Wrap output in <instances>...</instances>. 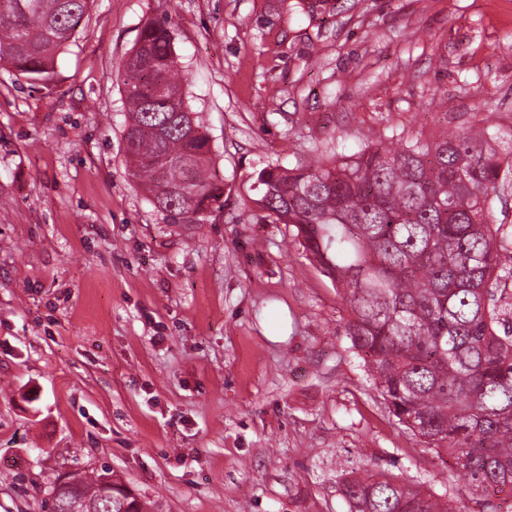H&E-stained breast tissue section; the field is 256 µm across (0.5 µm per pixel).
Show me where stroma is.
<instances>
[{"label":"stroma","mask_w":512,"mask_h":512,"mask_svg":"<svg viewBox=\"0 0 512 512\" xmlns=\"http://www.w3.org/2000/svg\"><path fill=\"white\" fill-rule=\"evenodd\" d=\"M91 0L50 88L0 72V512L109 468L158 512H347L349 462L489 512L389 414L282 224H168L129 176L123 63L167 18L234 199L270 164L512 121V0Z\"/></svg>","instance_id":"stroma-1"}]
</instances>
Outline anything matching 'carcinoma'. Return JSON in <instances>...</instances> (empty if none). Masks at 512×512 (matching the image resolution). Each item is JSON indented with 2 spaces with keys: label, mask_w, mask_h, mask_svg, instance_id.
I'll use <instances>...</instances> for the list:
<instances>
[{
  "label": "carcinoma",
  "mask_w": 512,
  "mask_h": 512,
  "mask_svg": "<svg viewBox=\"0 0 512 512\" xmlns=\"http://www.w3.org/2000/svg\"><path fill=\"white\" fill-rule=\"evenodd\" d=\"M90 0H0V68L48 87L55 58ZM129 174L168 224H205L230 205L211 172L209 136L185 104L165 19L144 25L124 62ZM491 127L430 142L397 134L345 160L269 165L237 219L286 224L344 292V335L389 413L446 449L470 489L512 500V225L492 222L512 160ZM100 472L81 478L95 512H149ZM348 512H448V504L384 471L343 470Z\"/></svg>",
  "instance_id": "carcinoma-1"
}]
</instances>
